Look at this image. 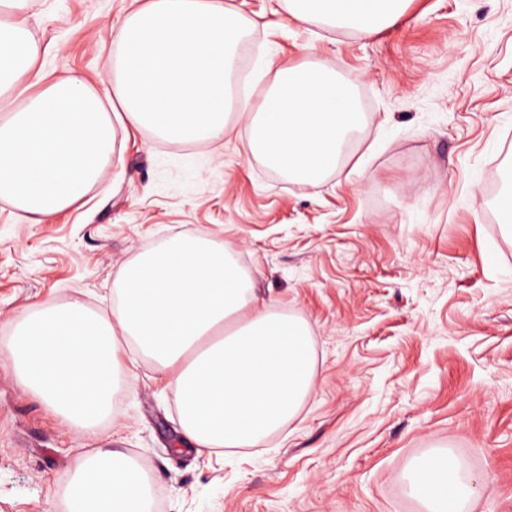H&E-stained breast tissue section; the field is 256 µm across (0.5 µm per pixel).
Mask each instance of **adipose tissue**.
Returning <instances> with one entry per match:
<instances>
[{
	"instance_id": "obj_1",
	"label": "adipose tissue",
	"mask_w": 512,
	"mask_h": 512,
	"mask_svg": "<svg viewBox=\"0 0 512 512\" xmlns=\"http://www.w3.org/2000/svg\"><path fill=\"white\" fill-rule=\"evenodd\" d=\"M0 20V200L40 223L80 199L101 175L115 129L100 97L75 74L45 82L19 11ZM289 18L368 35L394 23L408 0H286ZM247 21L224 0H140L124 18L108 76L121 123L178 141H218L226 130L237 47ZM24 84L26 97L9 103ZM111 317L79 304L21 317L8 347L16 373L72 427L112 413L116 339L134 340L169 369L184 437L197 451L253 445L293 416L312 386L309 332L256 299L232 254L202 237H178L127 265ZM430 512H466L475 493L449 453L406 474ZM70 512H148L147 476L107 451L86 455L67 488Z\"/></svg>"
}]
</instances>
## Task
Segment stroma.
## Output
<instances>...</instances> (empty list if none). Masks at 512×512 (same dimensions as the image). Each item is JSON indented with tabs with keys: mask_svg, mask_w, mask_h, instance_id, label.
Wrapping results in <instances>:
<instances>
[{
	"mask_svg": "<svg viewBox=\"0 0 512 512\" xmlns=\"http://www.w3.org/2000/svg\"><path fill=\"white\" fill-rule=\"evenodd\" d=\"M132 2L27 0L38 69L112 100ZM229 2L252 25L222 145L120 128L69 208L34 224L0 201V345L48 302L111 317L122 268L207 237L260 301L306 324L312 387L253 447L200 454L165 370L133 341H118L112 417L89 432L0 356V512H68L72 469L99 448L146 473L149 512H425L405 472L447 451L476 481L472 512H512V236L493 187L512 184V0H409L370 35L294 24L278 0ZM269 59L354 84L363 125L316 184L248 147L238 101L270 85Z\"/></svg>",
	"mask_w": 512,
	"mask_h": 512,
	"instance_id": "stroma-1",
	"label": "stroma"
}]
</instances>
